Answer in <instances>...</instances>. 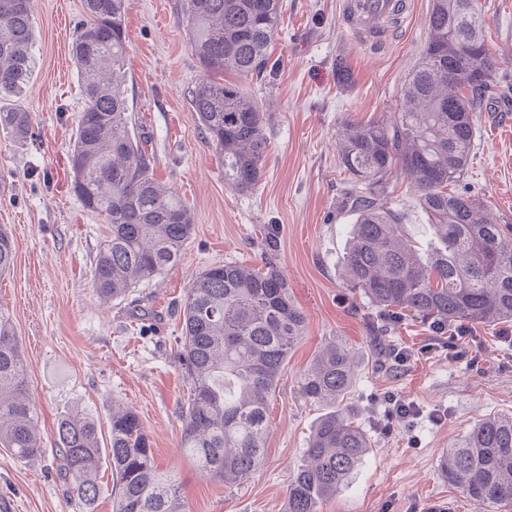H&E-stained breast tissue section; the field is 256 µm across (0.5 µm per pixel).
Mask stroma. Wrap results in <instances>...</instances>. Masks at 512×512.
Here are the masks:
<instances>
[{
  "label": "stroma",
  "instance_id": "stroma-1",
  "mask_svg": "<svg viewBox=\"0 0 512 512\" xmlns=\"http://www.w3.org/2000/svg\"><path fill=\"white\" fill-rule=\"evenodd\" d=\"M339 2L281 0L274 45L281 66L243 84L267 114L268 156L261 182L242 193L225 185L190 110L187 91L200 69L181 0H125L129 107L156 178L188 204L196 230L171 271L105 301L91 274L108 226L72 192L84 99L70 49L86 18L83 0H30L36 68L24 107L36 138L18 145L0 131V225L15 243L14 263L0 275V314L9 317L29 366L43 452L22 462L0 450V512H112L110 467L99 471L100 494L89 507L59 480L55 423L75 410L106 432L118 405L138 413L157 465L178 479L186 512H284L288 480L323 413L301 394L299 377L332 342L357 354V377L342 407L371 450L320 512H426L435 501L450 512H512L478 507L440 471L443 454L476 423L512 415V345L501 342V326L470 325L468 349L479 358L473 366L449 359L444 337L414 318L389 324L383 343L411 359L385 369L372 343L378 310L345 284L343 253L354 218L342 208L351 184L338 165L337 134L345 123L398 111L427 41L431 0H413L409 25L378 51L341 28ZM477 3L497 85L488 111L475 119L456 188L483 201L495 222L512 225V0ZM340 57L351 73L345 84L336 74ZM270 255L306 317V334L270 398L262 466L227 486L203 477L180 449L186 385L175 358L178 308L205 268L256 265ZM141 310L151 314L143 325L134 319ZM389 392L416 402L419 415L385 426L381 401Z\"/></svg>",
  "mask_w": 512,
  "mask_h": 512
}]
</instances>
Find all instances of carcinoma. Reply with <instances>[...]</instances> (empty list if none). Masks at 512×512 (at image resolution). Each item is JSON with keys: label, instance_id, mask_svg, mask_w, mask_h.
Instances as JSON below:
<instances>
[{"label": "carcinoma", "instance_id": "1", "mask_svg": "<svg viewBox=\"0 0 512 512\" xmlns=\"http://www.w3.org/2000/svg\"><path fill=\"white\" fill-rule=\"evenodd\" d=\"M83 8L87 18L71 47L85 100L73 189L110 224L92 285L100 297L116 299L175 267L195 224L189 206L153 177L135 133L126 97L124 0H83ZM181 14L200 69L187 92L191 111L224 166V184L251 191L264 176L266 117L238 82L275 69L279 0H183ZM34 47L28 0H0V129L19 145L33 135L31 114L20 102L35 68ZM494 82L476 0H433L424 56L409 75L399 111L339 132L338 161L353 183L343 208L355 215L344 255L347 286L388 321L415 317L438 335L452 325L512 324V225L494 223L479 199L449 189L465 173L474 117ZM401 173L427 216L423 248L391 207ZM13 262V241L0 227V275ZM180 316L176 358L188 384L179 406L180 447L203 476L233 485L263 463L268 402L306 318L270 257L259 265L204 269ZM28 371L1 314L0 447L18 460L43 453ZM354 379V352L336 342L301 375L302 395L329 411L288 481L285 512H318L367 454L366 434L336 408ZM54 451L60 478L86 506L98 498L96 475L107 462L114 512H185L179 483L155 465L151 440L130 408L112 409L105 448L93 418L61 416ZM441 473L480 508L511 505L512 416L473 426L444 454Z\"/></svg>", "mask_w": 512, "mask_h": 512}]
</instances>
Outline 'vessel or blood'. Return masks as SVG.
Masks as SVG:
<instances>
[{
    "mask_svg": "<svg viewBox=\"0 0 512 512\" xmlns=\"http://www.w3.org/2000/svg\"><path fill=\"white\" fill-rule=\"evenodd\" d=\"M411 11L410 0H341V21L359 44L380 49L400 30Z\"/></svg>",
    "mask_w": 512,
    "mask_h": 512,
    "instance_id": "b4317fda",
    "label": "vessel or blood"
}]
</instances>
